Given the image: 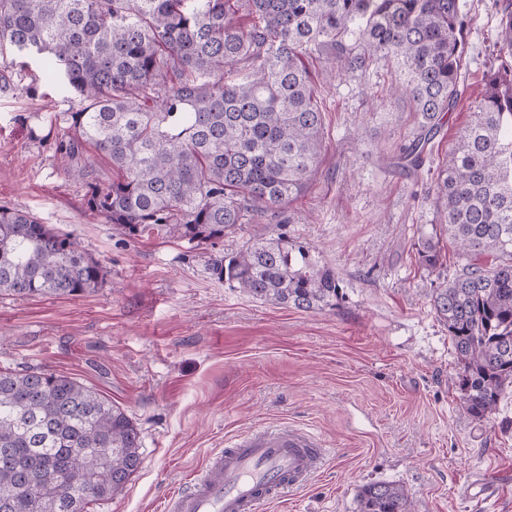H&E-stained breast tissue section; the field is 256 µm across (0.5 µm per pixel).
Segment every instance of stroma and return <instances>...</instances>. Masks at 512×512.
Masks as SVG:
<instances>
[{"label": "stroma", "instance_id": "35a3bbf8", "mask_svg": "<svg viewBox=\"0 0 512 512\" xmlns=\"http://www.w3.org/2000/svg\"><path fill=\"white\" fill-rule=\"evenodd\" d=\"M464 92L422 165L396 166L418 129L392 98L388 63L319 84L324 151L286 232L344 287L339 306L301 311L253 299L211 270L264 234L246 224L202 244L167 231L137 237L85 214L82 182L60 169L58 117L73 92L44 74L0 95V206L76 237L103 279L79 297L0 295V369L48 370L93 387L140 431L142 464L90 512H162L212 449L272 424L303 428L330 452L302 490L259 512H359L363 486L405 488L412 512H512V387L482 420L462 410L463 371L434 288L459 269L436 222L433 178L469 120L499 35L496 0H466ZM437 234L436 272L417 255ZM490 477L489 499L469 498Z\"/></svg>", "mask_w": 512, "mask_h": 512}]
</instances>
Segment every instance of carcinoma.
Returning <instances> with one entry per match:
<instances>
[{"mask_svg":"<svg viewBox=\"0 0 512 512\" xmlns=\"http://www.w3.org/2000/svg\"><path fill=\"white\" fill-rule=\"evenodd\" d=\"M498 66L438 168L439 224L466 262L434 290L458 360L462 409L496 410L512 386V0H503ZM463 0H0V94L31 62L79 98L58 139L64 173L85 184L86 214L130 235L166 226L190 242L241 224L270 231L216 258L217 278L298 310L336 307V271L288 240L289 207L311 186L323 109L307 59L331 78L379 60L402 76L418 133L397 166H421L462 95ZM92 145L118 171L104 184L78 163ZM429 271L439 240L418 243ZM486 254L493 264L475 263ZM102 269L70 234L0 208V295L79 296ZM141 465L140 433L112 400L46 370L0 371V512H88ZM360 512H411L406 490L375 483Z\"/></svg>","mask_w":512,"mask_h":512,"instance_id":"1","label":"carcinoma"}]
</instances>
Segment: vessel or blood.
I'll use <instances>...</instances> for the list:
<instances>
[{
  "label": "vessel or blood",
  "instance_id": "1",
  "mask_svg": "<svg viewBox=\"0 0 512 512\" xmlns=\"http://www.w3.org/2000/svg\"><path fill=\"white\" fill-rule=\"evenodd\" d=\"M327 455L316 436L290 425L240 434L210 453L189 487L168 499L165 512H258L313 478Z\"/></svg>",
  "mask_w": 512,
  "mask_h": 512
}]
</instances>
